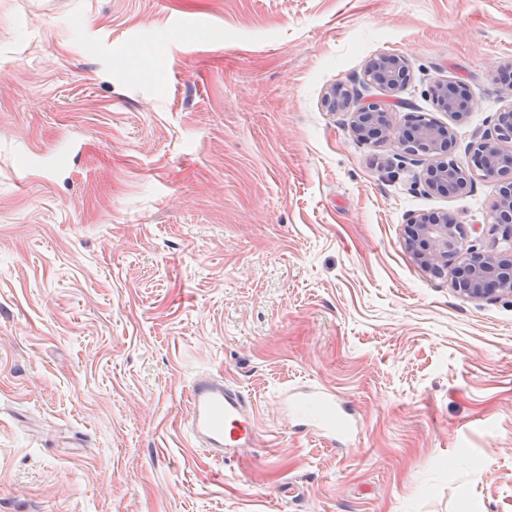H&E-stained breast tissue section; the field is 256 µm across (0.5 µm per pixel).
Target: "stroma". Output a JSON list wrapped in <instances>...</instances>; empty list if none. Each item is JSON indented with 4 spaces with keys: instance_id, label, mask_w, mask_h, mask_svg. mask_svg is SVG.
I'll return each mask as SVG.
<instances>
[{
    "instance_id": "stroma-1",
    "label": "stroma",
    "mask_w": 512,
    "mask_h": 512,
    "mask_svg": "<svg viewBox=\"0 0 512 512\" xmlns=\"http://www.w3.org/2000/svg\"><path fill=\"white\" fill-rule=\"evenodd\" d=\"M382 54L467 163L512 0H0V512H512V297L405 241L443 211L489 248L498 186L426 192L325 104ZM201 371L252 399L244 459L192 445ZM305 382L348 447L296 431ZM280 399L294 408L298 427H312L319 437L333 446L336 440L349 437L353 432L351 409L325 387L300 386L282 392Z\"/></svg>"
}]
</instances>
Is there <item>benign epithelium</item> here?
I'll use <instances>...</instances> for the list:
<instances>
[{
    "label": "benign epithelium",
    "mask_w": 512,
    "mask_h": 512,
    "mask_svg": "<svg viewBox=\"0 0 512 512\" xmlns=\"http://www.w3.org/2000/svg\"><path fill=\"white\" fill-rule=\"evenodd\" d=\"M380 75L389 83L388 90L397 92L391 80L408 67L403 56L380 55ZM436 96L442 98L441 109L455 113L460 107L456 96L448 92V84L434 86ZM508 105L495 118L493 130L481 135L469 149L465 166L448 159L452 131L423 115L407 114L410 125L399 124L395 113L385 112V123L375 121L372 105H364L352 113V129L362 141L373 137L395 139L404 153L424 157L425 187L428 191L447 195L456 179L468 186L476 177L500 184L493 206L492 229L500 234L501 247L493 250H463L461 225L448 220V214L421 215L406 225L408 247L424 272L441 277L452 272V286L461 296L474 300H488L501 295H512V159L504 158L502 144L512 141V88L508 89Z\"/></svg>",
    "instance_id": "benign-epithelium-1"
}]
</instances>
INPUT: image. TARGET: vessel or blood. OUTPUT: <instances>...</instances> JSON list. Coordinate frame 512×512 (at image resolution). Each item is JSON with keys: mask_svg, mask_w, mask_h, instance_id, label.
Wrapping results in <instances>:
<instances>
[{"mask_svg": "<svg viewBox=\"0 0 512 512\" xmlns=\"http://www.w3.org/2000/svg\"><path fill=\"white\" fill-rule=\"evenodd\" d=\"M280 399L294 408L300 427H312L328 442L353 432L349 406L327 388L300 386L282 392ZM188 402L187 428L195 445L221 461L242 458L255 430L253 405L244 393L223 378L202 373L190 383Z\"/></svg>", "mask_w": 512, "mask_h": 512, "instance_id": "vessel-or-blood-1", "label": "vessel or blood"}]
</instances>
